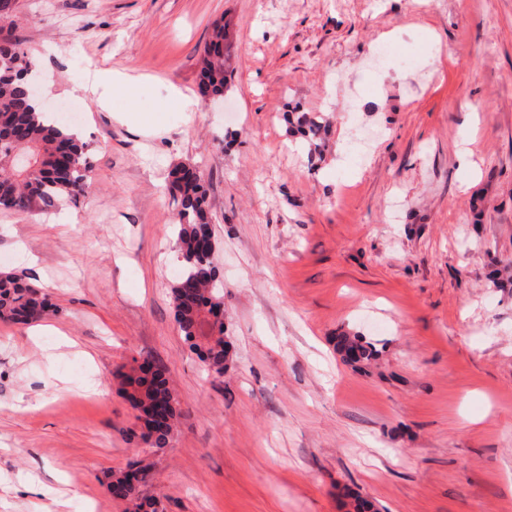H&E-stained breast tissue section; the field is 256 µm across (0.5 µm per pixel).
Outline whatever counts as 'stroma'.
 <instances>
[{"mask_svg": "<svg viewBox=\"0 0 512 512\" xmlns=\"http://www.w3.org/2000/svg\"><path fill=\"white\" fill-rule=\"evenodd\" d=\"M219 19L236 69L205 98ZM4 39L51 104L82 100L93 67L140 81L85 109L84 197L0 210V272L55 307L0 322V512H132L107 476L137 460L165 512H347L351 493L512 512V0H18ZM293 106L325 114L324 160L288 137ZM179 164L212 215L220 378L174 315ZM345 331L372 367L340 360ZM134 358L165 365L177 401L159 453L116 376ZM344 350L353 352L355 360L351 365L358 368L371 365L379 355V351L371 342L357 334L343 333L336 337V351L339 353Z\"/></svg>", "mask_w": 512, "mask_h": 512, "instance_id": "35a3bbf8", "label": "stroma"}]
</instances>
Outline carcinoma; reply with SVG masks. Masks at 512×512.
<instances>
[{
	"label": "carcinoma",
	"instance_id": "1",
	"mask_svg": "<svg viewBox=\"0 0 512 512\" xmlns=\"http://www.w3.org/2000/svg\"><path fill=\"white\" fill-rule=\"evenodd\" d=\"M231 60L224 22L217 21L204 46L199 91L205 97L224 95L226 67ZM34 66L21 42H0V207L30 210L75 202L89 184L87 143L75 127L57 120L29 91ZM288 132L304 140L310 156L322 155L326 124L315 112L286 114ZM165 191L177 208L175 248L180 274L171 287L175 318L190 347L209 373L222 376L230 360V344L224 340V290L217 265L201 250L199 236L211 233V214L206 206L203 180L193 167H175ZM52 308L43 288L9 273H0V320L26 324L47 315ZM351 351L352 366L363 368L376 361L379 351L364 337L343 333L336 337V351ZM123 392L133 407L148 413L164 408L162 420L144 434L157 450L166 447L176 419L167 369L156 365L151 377L135 368L118 371ZM146 478L145 466H129L109 474L113 498L135 503L136 510L157 512L155 502H137L134 474Z\"/></svg>",
	"mask_w": 512,
	"mask_h": 512
}]
</instances>
